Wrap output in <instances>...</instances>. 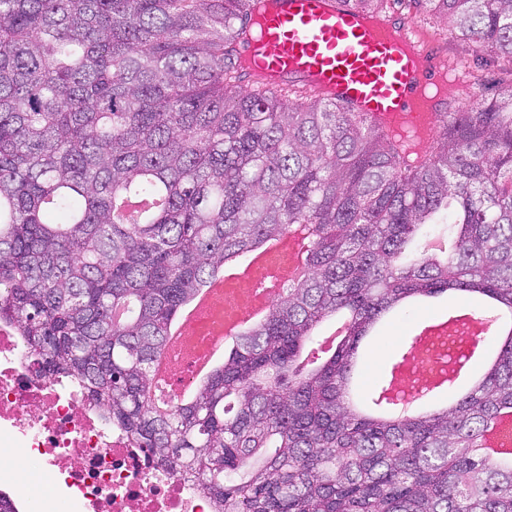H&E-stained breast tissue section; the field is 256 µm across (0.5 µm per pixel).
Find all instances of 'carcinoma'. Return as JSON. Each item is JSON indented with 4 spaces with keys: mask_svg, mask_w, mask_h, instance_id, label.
<instances>
[{
    "mask_svg": "<svg viewBox=\"0 0 512 512\" xmlns=\"http://www.w3.org/2000/svg\"><path fill=\"white\" fill-rule=\"evenodd\" d=\"M512 58V0H399ZM252 0H0V322L216 512H512V335L466 394L420 411L353 398L366 334L410 300L512 312V87L431 149L344 104L253 81ZM151 208L121 217L126 199ZM282 286L190 395L151 403L195 293L292 228ZM446 249L432 252L427 242ZM511 426L512 411L502 412L485 433L482 440V447L485 451L495 454L510 453L512 448H508V445Z\"/></svg>",
    "mask_w": 512,
    "mask_h": 512,
    "instance_id": "obj_1",
    "label": "carcinoma"
}]
</instances>
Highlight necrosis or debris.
Returning a JSON list of instances; mask_svg holds the SVG:
<instances>
[{
	"label": "necrosis or debris",
	"instance_id": "necrosis-or-debris-1",
	"mask_svg": "<svg viewBox=\"0 0 512 512\" xmlns=\"http://www.w3.org/2000/svg\"><path fill=\"white\" fill-rule=\"evenodd\" d=\"M0 447L12 451L0 458V478L26 479L37 512H62L59 486L86 512H216L71 382L38 373L9 324H0Z\"/></svg>",
	"mask_w": 512,
	"mask_h": 512
}]
</instances>
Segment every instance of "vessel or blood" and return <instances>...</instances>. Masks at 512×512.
<instances>
[{
    "mask_svg": "<svg viewBox=\"0 0 512 512\" xmlns=\"http://www.w3.org/2000/svg\"><path fill=\"white\" fill-rule=\"evenodd\" d=\"M343 0H273L259 39L243 47L253 75L330 90L352 111L383 128L408 123L434 133L443 110L425 102L422 89L436 79L441 57L415 24L380 18L361 21Z\"/></svg>",
    "mask_w": 512,
    "mask_h": 512,
    "instance_id": "1",
    "label": "vessel or blood"
}]
</instances>
